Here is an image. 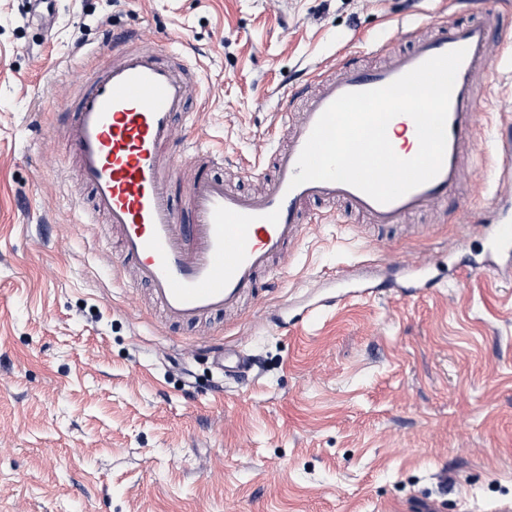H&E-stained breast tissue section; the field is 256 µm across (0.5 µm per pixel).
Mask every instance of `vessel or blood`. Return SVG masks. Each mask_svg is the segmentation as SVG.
Returning a JSON list of instances; mask_svg holds the SVG:
<instances>
[{
  "label": "vessel or blood",
  "mask_w": 512,
  "mask_h": 512,
  "mask_svg": "<svg viewBox=\"0 0 512 512\" xmlns=\"http://www.w3.org/2000/svg\"><path fill=\"white\" fill-rule=\"evenodd\" d=\"M495 14L484 11L469 23L445 22L431 34L409 31V49L364 70L340 58L333 75L318 79L291 127L288 146L275 157L276 176L260 193H240L223 180L198 173L186 188L183 207L170 194L174 165L162 149L170 144L178 119L189 118V71L181 54L160 59L140 47L130 30L104 41L108 64L88 74L65 112V133L82 182L92 192V210L104 215L121 236L131 260L168 319L190 324L235 308L271 259L296 240L313 201L346 203L371 224H397L407 215L447 205L463 173L465 155L475 152V119L483 80L503 42ZM463 48L449 105L447 144L439 174L400 198L380 203L339 182L313 181L298 187L299 155L322 112L340 95L386 86L427 59ZM501 183L488 200L497 221L487 227L491 253L512 258V139L498 138ZM438 282L425 266L407 267L404 288L417 294ZM367 283L345 275L340 289L308 304L302 321L315 319L341 301L366 298ZM225 378L238 380L252 367L238 350L216 361Z\"/></svg>",
  "instance_id": "obj_1"
}]
</instances>
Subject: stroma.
Wrapping results in <instances>:
<instances>
[{"instance_id": "stroma-1", "label": "stroma", "mask_w": 512, "mask_h": 512, "mask_svg": "<svg viewBox=\"0 0 512 512\" xmlns=\"http://www.w3.org/2000/svg\"><path fill=\"white\" fill-rule=\"evenodd\" d=\"M512 0H0V512H495L512 503V287L471 224L496 189L494 137L512 121V40L486 78L468 163L449 207L368 224L313 219L223 317L170 325L91 194L58 125L102 60L107 32L183 53L198 124L169 147L176 202L198 165L266 188L291 93L341 51L378 63ZM429 266L443 293L389 288L311 324L278 327L346 270ZM223 344L247 378L213 366Z\"/></svg>"}]
</instances>
